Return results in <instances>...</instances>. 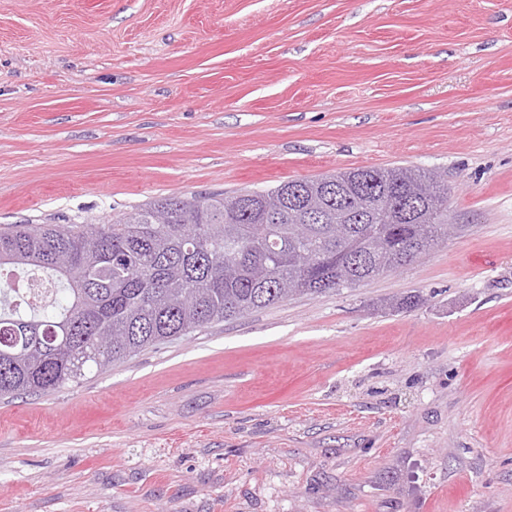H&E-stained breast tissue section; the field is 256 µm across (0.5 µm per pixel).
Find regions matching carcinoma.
I'll return each mask as SVG.
<instances>
[{
    "label": "carcinoma",
    "mask_w": 512,
    "mask_h": 512,
    "mask_svg": "<svg viewBox=\"0 0 512 512\" xmlns=\"http://www.w3.org/2000/svg\"><path fill=\"white\" fill-rule=\"evenodd\" d=\"M349 199L336 234V188ZM448 240V179L356 168L264 190L152 199L107 223L11 224L0 270L37 273L54 299L0 306V397L42 395L93 366L295 295L354 288ZM421 296L384 308L402 312Z\"/></svg>",
    "instance_id": "1"
}]
</instances>
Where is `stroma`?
Wrapping results in <instances>:
<instances>
[{"label": "stroma", "mask_w": 512, "mask_h": 512, "mask_svg": "<svg viewBox=\"0 0 512 512\" xmlns=\"http://www.w3.org/2000/svg\"><path fill=\"white\" fill-rule=\"evenodd\" d=\"M392 166L460 232L0 400V512H512V0H0V228Z\"/></svg>", "instance_id": "1"}]
</instances>
